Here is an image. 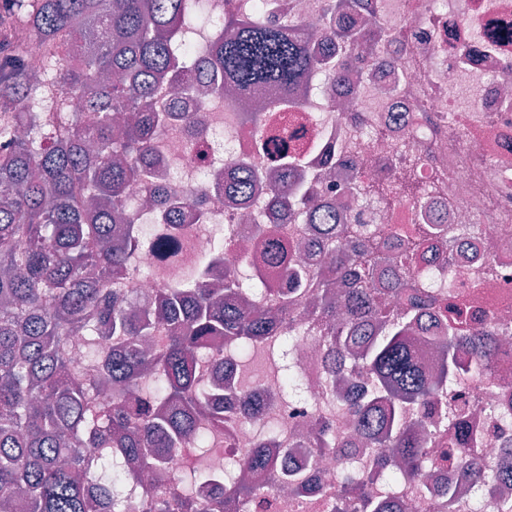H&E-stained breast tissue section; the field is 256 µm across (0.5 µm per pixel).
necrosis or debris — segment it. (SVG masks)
<instances>
[{
	"mask_svg": "<svg viewBox=\"0 0 512 512\" xmlns=\"http://www.w3.org/2000/svg\"><path fill=\"white\" fill-rule=\"evenodd\" d=\"M381 26L391 33L392 67L381 70L361 62L345 82L322 81L307 99L305 120L297 122L293 139L317 179V205L336 206L345 223L381 227L401 238H423L415 267L427 270L431 294L452 295L473 313L476 324L506 318L512 321V35L496 36L500 24L512 26V0H374ZM158 110L198 112L202 126L174 122L175 137L164 138L149 165L178 214L193 252L210 250L215 235L234 229L242 246L261 249L264 238L251 221L252 201L224 194L227 165L248 163L267 170L275 154L264 147L263 131L245 124L214 104L213 97L173 101L163 97ZM409 155H401V143ZM356 165L363 185L409 181L429 185L423 203L394 201L355 205L343 166ZM195 197L199 209L183 207ZM429 224H445L453 232L460 258L441 263L445 247L424 239ZM290 262L306 265L308 242L321 234L317 220L291 221L278 227ZM317 336H299L287 359L304 367L306 378L280 434V445L292 457L312 454L309 437L315 407L325 378L316 356ZM479 402L470 425L486 442L477 453L486 462L500 459L502 443L512 428L500 426L512 413V336L496 361V376L468 387ZM448 430L438 431L429 450L435 463L429 471L431 494L410 512H467L466 500L449 503V484L472 483L469 469L438 464ZM256 438L250 418L234 411L224 415V445L206 453L166 460L175 474L192 467L224 471ZM317 488L294 496L281 484L269 485V512H334L336 461L327 458L316 475Z\"/></svg>",
	"mask_w": 512,
	"mask_h": 512,
	"instance_id": "1",
	"label": "necrosis or debris"
}]
</instances>
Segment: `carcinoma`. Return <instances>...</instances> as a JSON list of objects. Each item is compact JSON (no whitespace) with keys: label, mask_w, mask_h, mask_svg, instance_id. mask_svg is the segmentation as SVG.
<instances>
[{"label":"carcinoma","mask_w":512,"mask_h":512,"mask_svg":"<svg viewBox=\"0 0 512 512\" xmlns=\"http://www.w3.org/2000/svg\"><path fill=\"white\" fill-rule=\"evenodd\" d=\"M228 2V34L204 51L216 71L210 92L220 98L226 82L289 91L315 78L338 81L363 51L385 44L376 19L359 12L361 0H320L317 34L291 17L264 18L253 0ZM197 24L190 0H0V512H227L223 500L199 497L200 485L231 483L244 505L263 484L238 473L275 471L303 493L325 456L336 457V498H352L353 512H407L387 490L364 492L327 417L317 423L318 453L280 469L272 462L277 399L252 391L250 356L264 342L272 362L304 330L333 356L335 383L348 372L368 376L360 400L339 401L329 385L324 399L349 413L362 452L391 475L388 486L409 481L415 498H427L431 430L417 411L445 395L435 425L454 437L444 460L470 469L475 492L511 487L512 443L495 465L477 458L483 438L467 427L473 404L460 393L495 374L499 328L474 327L466 309L429 294L414 268L416 244L389 253L378 243L384 230L352 227V242L328 239L329 266L284 268L291 291L261 312L252 307L268 293L264 284L245 273L219 281L227 240L189 262L174 256L145 302L126 287L136 250L182 243L183 225L168 212L143 236L129 190L161 196L141 160L168 131L171 113L154 110L164 86L194 92L173 42ZM30 36L38 69L25 62ZM73 97L97 114L94 125L69 111ZM312 180L299 156H283L256 221L263 234L312 210ZM256 183L255 171L235 165L224 193L251 194ZM422 195L418 185L389 181L360 201ZM387 291L407 300L401 311L382 301ZM424 310L441 326L429 339L434 374L416 361ZM76 336L87 337L80 357L70 348ZM235 406L261 418L263 431L225 474L187 469L166 490L141 483V470H159L187 448L219 447L224 410ZM474 512H512V498L482 496Z\"/></svg>","instance_id":"obj_1"}]
</instances>
